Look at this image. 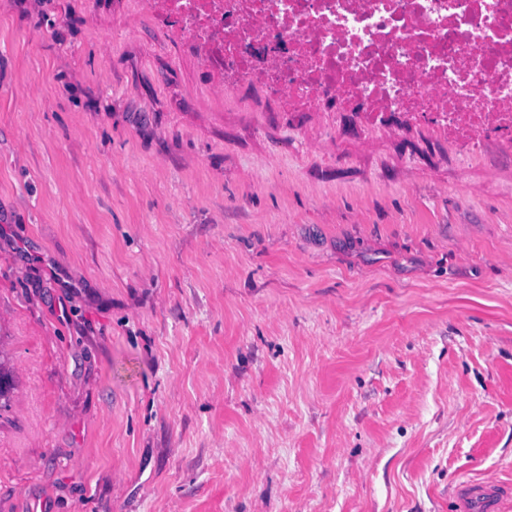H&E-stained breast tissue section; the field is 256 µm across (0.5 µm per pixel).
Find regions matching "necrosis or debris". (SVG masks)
<instances>
[{
    "label": "necrosis or debris",
    "instance_id": "necrosis-or-debris-1",
    "mask_svg": "<svg viewBox=\"0 0 512 512\" xmlns=\"http://www.w3.org/2000/svg\"><path fill=\"white\" fill-rule=\"evenodd\" d=\"M235 84L288 110L430 120L512 150V0H150Z\"/></svg>",
    "mask_w": 512,
    "mask_h": 512
}]
</instances>
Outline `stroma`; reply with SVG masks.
Wrapping results in <instances>:
<instances>
[{
	"label": "stroma",
	"mask_w": 512,
	"mask_h": 512,
	"mask_svg": "<svg viewBox=\"0 0 512 512\" xmlns=\"http://www.w3.org/2000/svg\"><path fill=\"white\" fill-rule=\"evenodd\" d=\"M0 354V512H459L512 485V152L0 0ZM461 508L470 512L476 506L482 512H498L502 500L509 495L507 488L494 482H464L458 490Z\"/></svg>",
	"instance_id": "obj_1"
}]
</instances>
